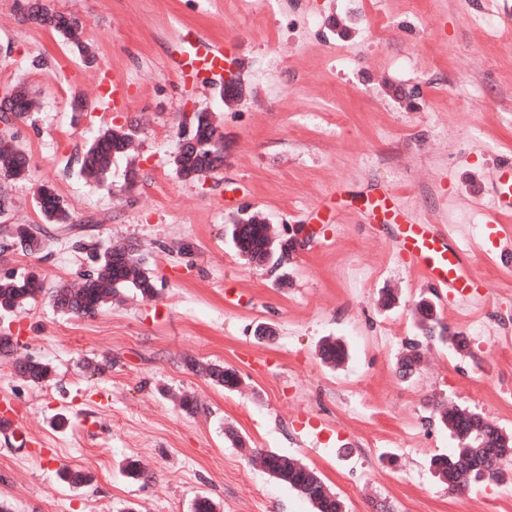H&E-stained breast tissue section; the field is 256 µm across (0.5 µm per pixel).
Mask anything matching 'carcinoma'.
Instances as JSON below:
<instances>
[{
	"label": "carcinoma",
	"mask_w": 512,
	"mask_h": 512,
	"mask_svg": "<svg viewBox=\"0 0 512 512\" xmlns=\"http://www.w3.org/2000/svg\"><path fill=\"white\" fill-rule=\"evenodd\" d=\"M38 12L50 20L49 27L61 41L69 45L81 58L87 60L94 57L92 46L85 40L73 42L68 29L64 26L63 15L41 7ZM135 140V129L129 128L123 136H118L113 128L101 129L88 147L82 159V169L92 170L97 178H102L110 169L112 159L124 153L126 141ZM0 157L15 160L12 168H0V181H23L28 176L29 158L15 140V134L4 133L0 139ZM174 170L195 180L201 172L211 173L215 170L210 148L187 150L173 156ZM39 210L49 224H68L72 216L55 191H50L39 202ZM242 238L251 247L253 253L263 251L262 229L256 224L244 227ZM122 244H115L99 254L89 253L88 258L96 265L95 272L87 275L76 286L61 285L51 292L50 298L54 307L76 316L94 315L107 304L116 300L126 290H133L142 297L151 299L155 295L154 280L151 275L144 274L135 280H128L123 272ZM43 292V286L28 283L20 278L0 277V315L18 312L30 301ZM346 357L342 344L335 341L321 354L325 363L341 364ZM198 371L226 388L235 385V374L221 364L202 362L195 364ZM18 375L33 385L48 380L51 366L45 362L22 365ZM477 413L466 408L451 407L439 411V420L449 431L460 435L467 434L464 442L452 453L431 459L430 466L438 478L455 482L448 487L451 492H465L472 486L484 481H502L506 473L512 470V435L504 439L500 427L483 420L484 431L476 437L473 430V419ZM267 455L272 461V476L287 484L302 498L308 500L314 512H345V503L340 496L322 480L316 471L287 456L269 451Z\"/></svg>",
	"instance_id": "1"
}]
</instances>
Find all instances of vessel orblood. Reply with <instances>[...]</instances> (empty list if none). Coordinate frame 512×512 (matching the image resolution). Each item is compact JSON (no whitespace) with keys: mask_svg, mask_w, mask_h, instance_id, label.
I'll return each mask as SVG.
<instances>
[{"mask_svg":"<svg viewBox=\"0 0 512 512\" xmlns=\"http://www.w3.org/2000/svg\"><path fill=\"white\" fill-rule=\"evenodd\" d=\"M178 50L172 72L178 82L204 80L224 72V45L193 28L182 26L176 31ZM493 192L489 205V237L503 239L499 223L512 213V162L505 160L492 173ZM387 222L398 225L400 252L410 268L422 273L437 292L459 301L479 287L480 282L464 263L462 250L455 248L452 235L432 224L402 221L391 206H384Z\"/></svg>","mask_w":512,"mask_h":512,"instance_id":"obj_1","label":"vessel or blood"}]
</instances>
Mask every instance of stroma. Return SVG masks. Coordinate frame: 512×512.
<instances>
[{
    "instance_id": "1",
    "label": "stroma",
    "mask_w": 512,
    "mask_h": 512,
    "mask_svg": "<svg viewBox=\"0 0 512 512\" xmlns=\"http://www.w3.org/2000/svg\"><path fill=\"white\" fill-rule=\"evenodd\" d=\"M80 14L95 60L83 62L47 26L0 0V96L24 87L35 107L12 127L29 158L21 182L0 183V277L37 271L44 294L0 318L14 336L0 354V401L29 443L0 433V503L9 512H312L251 460L270 450L314 469L347 512H512V474L453 495L432 458L457 440L437 417L460 406L512 431V262L484 253L493 167L512 159V29L484 0H42ZM224 44L239 96L219 80L177 83L168 62L179 25ZM278 73L257 75L267 61ZM124 80L102 106L100 86ZM81 96L88 111L71 109ZM213 112L224 165L206 182L178 178L172 158L186 112ZM138 127L133 152L105 181L81 172L98 129ZM140 181L122 186L129 169ZM53 187L73 216L45 223L36 189ZM451 228L486 286L451 303L397 250L376 206ZM277 235L312 227L273 270L241 258L226 230L240 210ZM41 229L30 254L9 234ZM134 244L155 279L152 299L126 292L92 316L54 308L49 291L80 283L87 248ZM470 341L459 354L421 339L414 304ZM276 336L256 338L258 324ZM348 351L325 364V338ZM420 340L403 379L404 346ZM48 363L33 385L16 363ZM217 362L232 391L192 369ZM104 373H94L98 364ZM195 400L194 413L180 407ZM136 461L144 476L124 467ZM89 472L73 487L61 470Z\"/></svg>"
}]
</instances>
